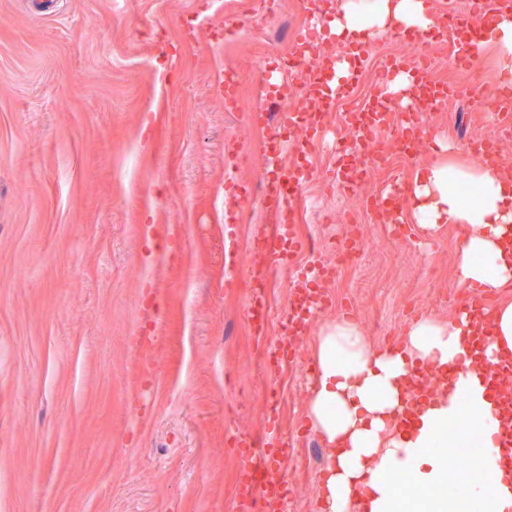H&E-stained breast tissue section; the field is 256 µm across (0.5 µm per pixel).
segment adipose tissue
I'll return each mask as SVG.
<instances>
[{"label":"adipose tissue","mask_w":512,"mask_h":512,"mask_svg":"<svg viewBox=\"0 0 512 512\" xmlns=\"http://www.w3.org/2000/svg\"><path fill=\"white\" fill-rule=\"evenodd\" d=\"M433 23L428 0H342L329 21L333 38L381 36L394 25L422 31ZM413 217L426 228L458 225L457 276L464 288L500 295L488 363L512 352V176L478 160L448 157L420 167L413 179ZM318 376L308 416L330 450L319 488L322 512H406L397 481L424 489L421 512H512V471L494 451V400L469 359L462 315L415 322L400 343L373 346L347 318L327 324L317 345ZM436 368L443 382L432 397L407 390L417 366ZM413 410L410 428L400 426ZM481 437L477 473L451 471L444 448Z\"/></svg>","instance_id":"adipose-tissue-1"}]
</instances>
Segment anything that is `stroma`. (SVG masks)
<instances>
[{
	"instance_id": "obj_1",
	"label": "stroma",
	"mask_w": 512,
	"mask_h": 512,
	"mask_svg": "<svg viewBox=\"0 0 512 512\" xmlns=\"http://www.w3.org/2000/svg\"><path fill=\"white\" fill-rule=\"evenodd\" d=\"M243 17L265 28L206 41L207 27ZM310 24L299 0H0V512H237L236 436L266 425L281 397L288 439V512H320L324 464L309 445L318 334L346 315L377 345L417 318L445 319L468 299L453 224L397 237L367 225L359 267H338L300 340V364L264 366L247 321L246 289L224 272V198L240 207L239 249L272 232L260 214L262 66ZM233 70L243 109H224L218 81ZM441 78L492 99V54ZM425 152L392 159L347 200L358 213L391 178L412 181L457 131L488 134L486 112L451 98L423 124ZM313 191L332 215L298 214L296 231L327 261L347 243L336 210V158L316 150ZM181 227L157 254L145 231ZM152 337L140 348L138 336Z\"/></svg>"
}]
</instances>
